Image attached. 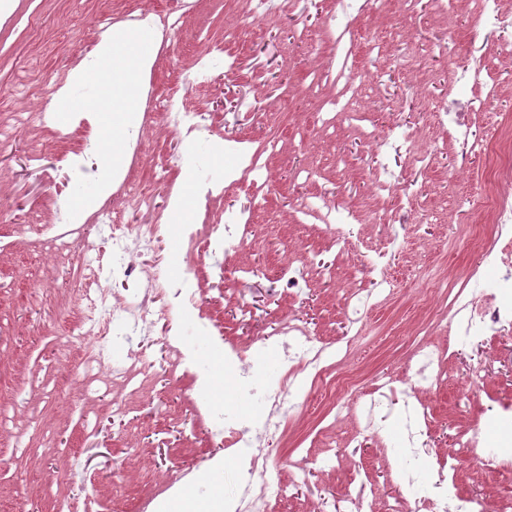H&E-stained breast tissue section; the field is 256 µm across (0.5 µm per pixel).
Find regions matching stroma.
<instances>
[{
  "label": "stroma",
  "instance_id": "35a3bbf8",
  "mask_svg": "<svg viewBox=\"0 0 512 512\" xmlns=\"http://www.w3.org/2000/svg\"><path fill=\"white\" fill-rule=\"evenodd\" d=\"M154 0L158 9L183 17L171 31L174 53L158 57L147 73L159 94L182 96L191 91L199 121L216 135L255 149L269 134L278 142L267 154L270 183L262 191L242 186L225 191L215 206L217 218L251 212L259 227L257 240L244 253L261 275L246 283L227 281L222 290L203 295V308L225 341L251 344L258 334L275 331L288 314L303 319L324 341L351 346L342 371L369 380L390 376L397 383L388 418L373 432L361 433L354 417L336 427L329 443L338 457L333 467L315 466L306 484L291 488L272 502V512H342L345 484L367 477L376 488L375 512H386L394 499L406 496L404 435L418 393L413 388L411 357L427 316L417 304L416 277L460 280L478 252L464 239L473 214L469 198L483 183L486 160L475 156L458 171L457 142L442 138L431 116V103L455 99L452 74L482 37L467 6L451 17H433L428 0L406 9L402 0H376L352 24V47L360 55L361 97L357 110L390 133L388 145L370 151L358 129L342 120L325 121L323 100L332 88L322 81L335 58L325 28L339 13L338 0H280L272 19L256 24L240 39H224L225 25L247 0L225 10V0ZM139 0H0V123L8 122L19 101L14 87L20 76L31 85V110L56 111L61 100L56 84L85 53L100 17L113 26L126 24ZM38 17L39 35L25 34L28 18ZM222 45L208 69V82L186 88L196 71L202 40ZM69 136L55 137L31 124L0 144V512H141L156 491L164 505L185 501L202 474L232 478L224 448L211 439L192 404L190 378L172 371L161 346L150 343L144 390L129 396L121 382L104 370L93 383L81 374V354L70 344V325L63 319L64 293L81 288L75 262H57L33 253L28 243L53 218L48 174L63 154L84 141V131L68 123ZM435 142L427 167L411 163L397 141L398 129ZM181 151L175 138L157 126L146 137L140 155L129 144L117 151L121 168L132 169L134 182L166 212L168 187H181L186 166L207 172L223 167L207 143H200L186 165L174 163ZM39 157L32 165L30 157ZM403 176L411 185L416 227L377 223L375 207L395 211L397 200L373 199L375 176ZM321 194L331 204L351 205L363 214L358 229L401 281L400 291L367 322L366 333L352 341L346 332L343 297L359 276L360 257H337L320 228L295 224L297 198ZM398 240L389 243L388 232ZM298 240L303 260L314 270L310 288L288 293L278 279L288 255L285 239ZM252 318L243 321L239 307ZM433 341L447 344V379L429 397L433 421L424 430L429 448L419 478L435 475L441 459L457 454V439L469 428L489 438L512 435V335L465 336L435 332ZM126 407L112 410L113 397ZM324 418V404L311 407L288 424L268 450L279 458L275 480L287 481V460L297 444ZM466 493L494 503L512 494V474L464 470Z\"/></svg>",
  "mask_w": 512,
  "mask_h": 512
}]
</instances>
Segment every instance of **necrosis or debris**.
<instances>
[{
    "label": "necrosis or debris",
    "instance_id": "necrosis-or-debris-1",
    "mask_svg": "<svg viewBox=\"0 0 512 512\" xmlns=\"http://www.w3.org/2000/svg\"><path fill=\"white\" fill-rule=\"evenodd\" d=\"M475 24L483 34L485 50L460 76V85L477 89L492 96L489 79L491 68L487 48L496 56L512 58V44L502 42L501 32L512 28V11L504 10L502 0H472ZM334 50L343 53L344 61L332 81L335 96L329 100L332 108L350 110L357 94L358 71L353 52L345 48L342 36L331 38ZM475 98L441 102L435 115L454 132L461 156L479 153L489 160L480 194L470 204L478 222L487 230L491 244H479V262L468 269L467 278L482 277L489 268L512 265V120L500 118L482 138L471 135V115L476 112ZM161 117L169 133L184 142L208 137L197 112L169 101ZM214 150L225 153L228 167L220 177L193 175L200 196L212 200L224 189L243 184L257 186L268 183V164L261 151L237 152L233 141L214 142ZM300 213L320 224L330 247L344 254L353 242L352 230L361 221L359 211L345 206L336 207L319 196L304 200ZM111 220L104 225L73 222L67 210H59L56 223L44 226L35 246L38 250L69 251L76 257L87 288L78 290L80 306L74 320L72 340L84 345L83 376L97 379L104 363L101 343L105 339L126 345V363L113 368V379L121 380L131 391H138L136 379L147 361L136 342L137 337L152 335L157 323L169 326L161 341L173 371L193 380L194 405L200 417L209 421L208 430L224 444L225 456L237 464V487L225 495L224 512H271L268 494L270 474L276 463L266 451V444L281 435L289 420L301 413L297 394H310L317 389L326 393L327 416L337 421L357 411L364 430H374L378 399L364 397L358 379H336L334 371L347 357L344 349L316 338L307 323L296 316L288 317L277 332L261 337L259 343L247 347L231 344L224 348V366L235 375L237 408L228 409L211 397L212 369L201 366L198 350L181 336L182 324L203 326L202 291L197 284L206 258L220 255L224 261L213 269L217 281L243 280L256 270L243 253L249 241L255 239L257 226L252 218L237 217L235 223L220 224L211 218L209 209H201L200 224L182 225L175 241L186 248V261L181 284H173L160 268H147L140 259L154 251L168 236L166 225L155 223L156 210L149 196L137 193L128 179H121L118 190L104 207ZM112 241V254L103 257L98 240ZM111 268V278H103L104 268ZM362 280L354 284L345 312L351 330L361 331L370 310L380 299L394 295L397 282L385 265L371 258L360 264ZM123 279L124 290L113 288L112 279ZM449 301L437 304L434 324L443 331L457 330L469 336L495 335L512 329V276L491 280L484 290L467 287L449 289ZM275 355L283 367L280 375L267 371L268 355ZM473 468L504 473L512 470V442L488 444L481 430L461 435ZM389 512H512V496H501L495 510H488L483 498L464 494L456 479L440 478L429 485L414 486L410 497L392 504Z\"/></svg>",
    "mask_w": 512,
    "mask_h": 512
}]
</instances>
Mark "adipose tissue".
<instances>
[{
  "label": "adipose tissue",
  "mask_w": 512,
  "mask_h": 512,
  "mask_svg": "<svg viewBox=\"0 0 512 512\" xmlns=\"http://www.w3.org/2000/svg\"><path fill=\"white\" fill-rule=\"evenodd\" d=\"M153 30L136 26L113 30L96 48L92 70H78L74 82L99 89L112 95V109L120 117L114 127H121V118L137 111L141 101L144 74L153 57Z\"/></svg>",
  "instance_id": "obj_1"
}]
</instances>
